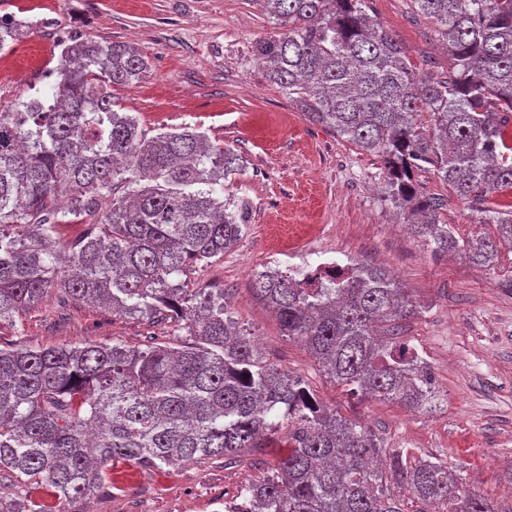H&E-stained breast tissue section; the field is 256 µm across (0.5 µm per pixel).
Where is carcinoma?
Listing matches in <instances>:
<instances>
[{
    "mask_svg": "<svg viewBox=\"0 0 512 512\" xmlns=\"http://www.w3.org/2000/svg\"><path fill=\"white\" fill-rule=\"evenodd\" d=\"M259 2L276 25L253 47L267 78L310 121L384 159L388 193L418 237L479 265L512 245V211L479 209L496 236L461 244L441 222L445 198L412 183L426 164L475 204L512 190V0H411L448 51L445 78L417 71L366 0ZM57 47L55 81L0 112V324L16 326L54 295L63 307L170 319L187 338L0 344V472L45 490L0 501V512H55L110 494L116 462L232 461L266 447L285 420L288 453L246 488V512H401L390 484L446 512H499L463 491L448 463L387 450L323 406L227 314L224 289L193 287L247 227L244 201L224 196L240 155L187 126L152 135L113 109L112 87L148 69L134 46L72 34ZM68 215L84 227L73 240L59 233ZM252 292L331 381L412 409L437 406L431 372L391 338L417 307L387 269L355 262L304 279L263 271Z\"/></svg>",
    "mask_w": 512,
    "mask_h": 512,
    "instance_id": "cac0c4a2",
    "label": "carcinoma"
}]
</instances>
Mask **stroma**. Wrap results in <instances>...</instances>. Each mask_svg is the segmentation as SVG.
Instances as JSON below:
<instances>
[{"label":"stroma","instance_id":"35a3bbf8","mask_svg":"<svg viewBox=\"0 0 512 512\" xmlns=\"http://www.w3.org/2000/svg\"><path fill=\"white\" fill-rule=\"evenodd\" d=\"M370 14L395 31L411 63L442 76L448 55L435 25L407 0H368ZM22 22L0 51V111L35 98L59 64V38L79 34L130 44L147 58L142 79L112 89L122 111L149 131L189 126L242 155L229 192L249 205L238 245L195 275L219 280L233 318L257 336L264 357L303 378L314 396L344 418L367 425L387 448L436 457L459 470L468 492L512 512V248L492 265L436 252L412 235L384 188V167L307 120L270 82L253 54L272 21L256 0H0V16ZM420 192L447 198L441 220L459 241L491 236L470 205L430 169L416 171ZM375 262L412 291L416 316L400 339L429 367L441 395L431 412L354 396L331 382L304 346L283 336L251 284L268 269ZM22 331L0 326V343L49 348L84 341L141 344L176 336L173 322L116 315L45 299L21 316ZM278 448L236 464L208 461L156 469L116 465L122 490L65 504V512H245L246 486L264 480Z\"/></svg>","mask_w":512,"mask_h":512}]
</instances>
